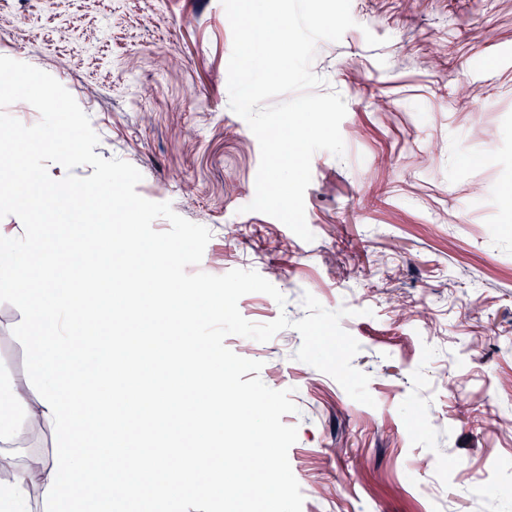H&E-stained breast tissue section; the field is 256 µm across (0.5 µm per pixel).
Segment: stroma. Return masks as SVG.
I'll return each mask as SVG.
<instances>
[{
  "mask_svg": "<svg viewBox=\"0 0 512 512\" xmlns=\"http://www.w3.org/2000/svg\"><path fill=\"white\" fill-rule=\"evenodd\" d=\"M355 27L316 47L318 93L347 108L343 157L312 158L306 242L255 196L258 141L229 107L232 31L221 0H0V56L57 79L89 116L96 154L142 174L211 239L189 273L253 270L254 323L306 315L304 293L361 345L376 401L297 361L292 328L226 346L291 390L288 458L302 512H512V0H351ZM383 38L368 46L365 32ZM60 200L0 195L17 250L61 238ZM24 313L0 295V379L34 380Z\"/></svg>",
  "mask_w": 512,
  "mask_h": 512,
  "instance_id": "obj_1",
  "label": "stroma"
}]
</instances>
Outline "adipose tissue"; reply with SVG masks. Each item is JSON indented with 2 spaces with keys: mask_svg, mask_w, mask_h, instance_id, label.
Instances as JSON below:
<instances>
[{
  "mask_svg": "<svg viewBox=\"0 0 512 512\" xmlns=\"http://www.w3.org/2000/svg\"><path fill=\"white\" fill-rule=\"evenodd\" d=\"M125 243L130 275L124 285L112 281V243ZM83 258L71 266L66 284H59L54 256L59 250ZM181 248L147 242L97 225L84 234L72 225L67 238L45 240L19 252H0V294L11 296L24 310L27 343L37 367L38 397L11 382L0 383V446H13L28 429H50L55 436L51 459L28 458L11 478L0 480V512H30L29 489L38 487L44 512H119L122 503L137 512H167L171 502L209 494L212 476L223 473L224 461L195 448V432L223 431L242 408L229 382L234 372L219 345L202 347L186 340L188 326L232 307L233 299L212 283L172 287ZM122 316L132 326L120 359L103 348L101 316ZM51 335H42L47 322ZM177 329L170 343L157 334L158 322ZM86 364L79 377L68 378L64 364ZM146 370L148 382L133 398L94 404L89 387L112 388L115 365ZM134 407L154 453L114 473V455H125L115 437V417Z\"/></svg>",
  "mask_w": 512,
  "mask_h": 512,
  "instance_id": "adipose-tissue-1",
  "label": "adipose tissue"
}]
</instances>
